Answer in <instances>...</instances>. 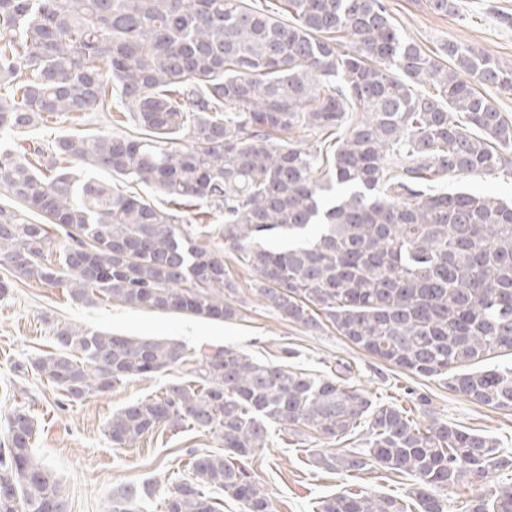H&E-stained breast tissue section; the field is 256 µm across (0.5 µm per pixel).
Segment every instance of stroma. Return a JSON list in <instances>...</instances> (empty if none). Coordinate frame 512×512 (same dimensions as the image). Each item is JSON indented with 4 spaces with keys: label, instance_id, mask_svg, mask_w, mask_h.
Returning <instances> with one entry per match:
<instances>
[{
    "label": "stroma",
    "instance_id": "1",
    "mask_svg": "<svg viewBox=\"0 0 512 512\" xmlns=\"http://www.w3.org/2000/svg\"><path fill=\"white\" fill-rule=\"evenodd\" d=\"M458 13H433L428 0H388L395 25L423 49L439 51L457 41L489 53L512 66V0H458ZM440 192L460 189L490 193L512 201V178L453 175L435 182ZM224 265L237 283L240 314L217 321L176 312L132 309L116 302L74 304L64 290L35 281L17 282L11 296L0 302V435L7 429V391L24 393L37 420L35 453L59 479L68 512H103L119 488L145 481L167 488L184 474L190 449L219 450L204 431L161 429L135 448L113 446L105 435L112 413L127 403L159 392L188 377L180 364L150 379H133L104 397L60 404L59 392L31 369L32 358L54 351L53 326L71 323L84 329L130 336H153L182 343L187 351L233 346L260 363L282 361L295 351V367L324 376H339L373 399L391 402L421 424L440 420L497 438L512 448V412L495 411L465 401L436 378H419L380 361L355 347L335 331L308 332L282 318L258 296L253 275L232 253ZM428 396L417 407L416 394ZM315 439L274 432L251 466L269 494L274 512H315L321 498L349 488L384 493L409 500L411 479L377 469L352 474L317 468Z\"/></svg>",
    "mask_w": 512,
    "mask_h": 512
}]
</instances>
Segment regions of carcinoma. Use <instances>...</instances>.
<instances>
[{
  "mask_svg": "<svg viewBox=\"0 0 512 512\" xmlns=\"http://www.w3.org/2000/svg\"><path fill=\"white\" fill-rule=\"evenodd\" d=\"M280 20L257 0H0V134L71 114L112 111L120 92L141 135H60L0 149V267L63 288L76 304L232 320L236 286L224 248L256 277L262 301L317 332L454 394L512 411V205L441 192L459 174L512 177V120L479 88L512 92V67L458 42L430 55L405 38L386 0H284ZM303 129L315 144H295ZM187 141L180 147L178 142ZM107 178H77L75 166ZM155 189L222 216L223 245L202 246L185 216L117 185ZM41 216L40 224L28 214ZM61 243L51 261L47 246ZM57 352L32 359L68 402L104 396L191 362V379L112 413L105 433L135 448L160 428L212 434L222 453H191L163 492V512H273L248 469L272 424L332 444L368 421L361 447L328 448L330 471L378 467L413 479L418 512H443L433 490L512 468V448L391 403L333 377L257 363L224 347L187 355L173 340L55 328ZM35 417L13 409L0 440V512H50L65 501L33 453ZM155 489L125 486L104 512H146ZM405 501L343 491L318 512H407ZM468 512H512V485Z\"/></svg>",
  "mask_w": 512,
  "mask_h": 512,
  "instance_id": "obj_1",
  "label": "carcinoma"
}]
</instances>
